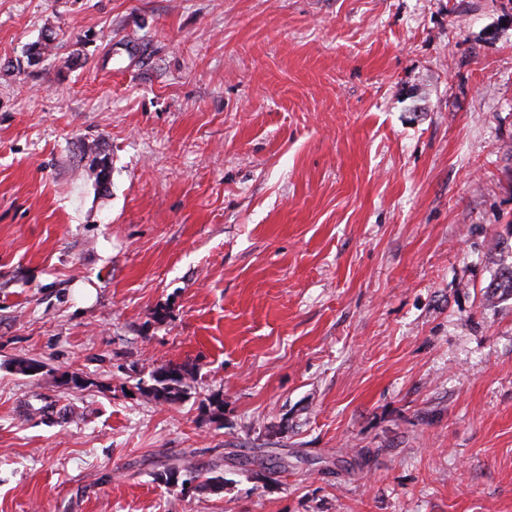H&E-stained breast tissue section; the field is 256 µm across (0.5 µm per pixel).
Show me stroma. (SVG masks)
I'll return each instance as SVG.
<instances>
[{
	"instance_id": "35a3bbf8",
	"label": "stroma",
	"mask_w": 512,
	"mask_h": 512,
	"mask_svg": "<svg viewBox=\"0 0 512 512\" xmlns=\"http://www.w3.org/2000/svg\"><path fill=\"white\" fill-rule=\"evenodd\" d=\"M502 247L512 0H0V512H512ZM484 295L491 302L506 297L512 298V252L500 255L498 268L485 287ZM196 366L189 362H168L151 374L153 383L138 387L141 394L156 402L176 403L182 400L196 380Z\"/></svg>"
}]
</instances>
